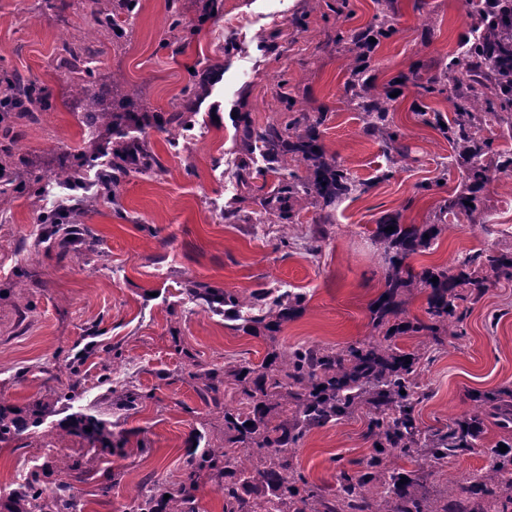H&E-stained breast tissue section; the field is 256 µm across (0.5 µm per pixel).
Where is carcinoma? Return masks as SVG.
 I'll list each match as a JSON object with an SVG mask.
<instances>
[{
    "mask_svg": "<svg viewBox=\"0 0 512 512\" xmlns=\"http://www.w3.org/2000/svg\"><path fill=\"white\" fill-rule=\"evenodd\" d=\"M216 0H205L204 13L197 23L184 18L179 0H166L169 32L177 40H185L199 29L214 11ZM385 0H376L373 23L364 30L339 33L338 40L361 47L370 38L388 35L382 9ZM138 0H92V30L119 40L128 35V27L119 20L136 15ZM488 6L479 10V23L486 30V40L471 41L461 58L452 63V72H443L441 88H424L427 93H444L453 85L456 97V118L441 128L448 141L462 147L459 153L466 169L467 184L454 197L445 201L440 212L473 213L479 209L481 193L491 182L492 169L512 167V158L490 163V142L478 136L472 123V110L487 106L491 118L505 121L503 113L512 111V79L506 77L501 59L494 57L487 43L512 40V12L502 10L487 19ZM73 96L95 102L102 97L93 67L86 66L72 80ZM0 98V112L15 114L31 122L49 109L43 89L17 75L7 80ZM389 97L381 96L375 87L364 84L353 91L350 102L364 113L365 130L382 138L392 161L404 159V146L399 136L389 131ZM195 112L176 104L166 123L186 129L194 125ZM244 154L239 160V185L250 192L264 186L255 180L269 172L277 175L278 184L270 192L257 197L266 212H274L282 223H292L288 200H317L322 208L332 207L343 198L362 190L336 156L326 153L320 141L318 122L303 124L292 120L281 126L269 123L256 128L248 114L241 115ZM80 123L87 137L93 139L107 128L116 142H107L103 155L112 167V185L119 176L129 173L147 175L161 169V162L143 132L150 125L146 112L115 114L104 109L89 108L81 113ZM265 166H255V156ZM306 166L307 174L299 175L292 164ZM85 164L83 156L63 166L49 181L66 191H78ZM394 231L387 232L385 228ZM443 224H402L395 216L383 217L376 224L375 237L385 244L390 256L385 289L373 303V326L389 323V318L404 314L398 297L410 288L427 291V320L415 318L404 329L427 338L429 347L438 349L444 337L458 336L459 324L468 312V304L478 301L489 288L491 280L512 281V252L482 249L466 255L446 269H428L414 273L407 259L428 248L437 239ZM438 281H433V277ZM186 292L213 311L229 306L242 328L278 327L281 320L291 318L304 302L301 294L274 295L270 308L255 307L240 301L229 291H221L204 283L194 282ZM421 357L393 348L382 341H359L336 349L332 346L299 345L283 353L272 352L260 364L240 363L224 372V391L237 403L233 410H224V425L235 432L222 448H205L183 473L182 479L163 490L141 494L131 512H198L196 492L201 473L224 479L219 486L224 497V512H357L368 506L371 512H512V458L497 448L488 452L495 461L469 481L462 498L448 488L430 495L423 477L408 471L398 460H414L424 453L435 461L471 451L490 419L506 433L512 432V389L490 390L474 394L475 411L462 420H455L445 429H423L414 409L422 394L418 391ZM203 383L201 395L211 397L220 406L215 384L216 371L201 370L190 374ZM368 417L366 435L375 449L361 462L358 470L342 471L336 477V491L326 495L297 471L295 448L307 432L330 422L339 421L358 410ZM40 403L33 404L30 418H10L0 407V441L18 435L41 423ZM89 441L112 445V432L105 423L91 417L74 420ZM91 431H86V428ZM508 461H503V458ZM406 483H400V480ZM169 498H164V495ZM4 512H76L73 486L62 481L46 494L29 483L8 493L0 501Z\"/></svg>",
    "mask_w": 512,
    "mask_h": 512,
    "instance_id": "obj_1",
    "label": "carcinoma"
}]
</instances>
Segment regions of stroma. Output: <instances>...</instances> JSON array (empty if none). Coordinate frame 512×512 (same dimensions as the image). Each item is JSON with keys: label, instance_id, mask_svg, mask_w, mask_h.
Returning <instances> with one entry per match:
<instances>
[{"label": "stroma", "instance_id": "35a3bbf8", "mask_svg": "<svg viewBox=\"0 0 512 512\" xmlns=\"http://www.w3.org/2000/svg\"><path fill=\"white\" fill-rule=\"evenodd\" d=\"M223 0V9L191 43L174 41L165 0H140L129 40L99 39L94 67L104 85L134 94L157 115L146 134L162 168L121 177L116 201L97 200L83 222L97 238L94 251L61 250L45 237L44 212L58 194H33L12 185L0 199V406L26 410L40 401L41 426L0 443V495L28 478L47 490L61 479L53 462H81L74 480L81 512H129L134 492L177 483L200 449L223 446L224 415L189 378L183 351L224 370L258 364L272 351L299 344L343 348L379 338L371 305L383 292L387 263L373 236L381 217L404 224L447 227L429 248L409 257L415 272L452 266L480 249L512 250V170L497 171L471 215H440L444 200L465 178L459 146L423 124L419 110L454 118L449 94L426 93L475 19L466 0H387L393 30L366 50L336 40L339 30L369 24L374 0ZM63 16L41 0H0V80L19 73L41 85L53 109L40 122L16 125L10 166L45 175L87 140L67 93L71 79L57 57L64 44L90 32L91 0H64ZM209 75L211 93L194 102L198 125L176 132L164 120L172 102ZM393 93L389 120L408 150L391 162L380 138L365 133L363 115L347 103L350 77ZM286 92L288 103L277 95ZM232 118H225V109ZM255 126L305 115L320 119L321 142L365 190L321 209L294 204L295 220L279 223L238 188L241 113ZM427 191H420V184ZM240 214L224 223L225 206ZM318 238L317 253L306 250ZM201 282L250 300L254 291L303 294L302 309L278 332L243 331L237 320L189 300L186 285ZM437 351L421 336L401 334L397 347L423 355L425 394L416 414L422 428H438L471 414L476 390L512 387V283L491 285ZM75 396H68V388ZM140 395L136 409H119L125 391ZM88 415L112 432L115 452L91 448L71 429ZM364 413L311 430L295 451L298 469L335 488L340 470L371 453ZM504 439L487 424L478 450L445 464L406 463L432 487L461 489L483 470L486 449Z\"/></svg>", "mask_w": 512, "mask_h": 512}]
</instances>
